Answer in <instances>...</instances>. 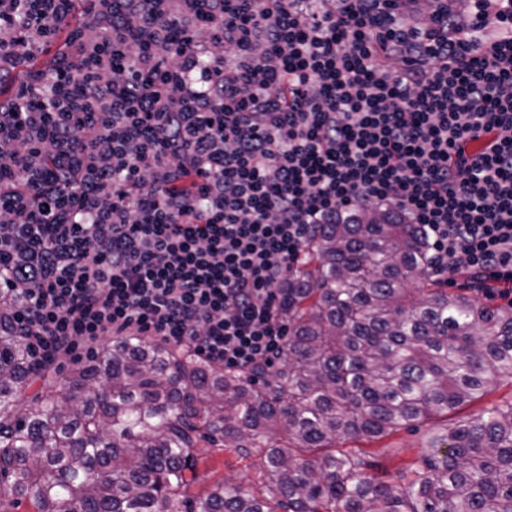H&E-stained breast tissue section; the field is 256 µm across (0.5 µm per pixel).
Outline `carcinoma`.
<instances>
[{"label":"carcinoma","instance_id":"obj_1","mask_svg":"<svg viewBox=\"0 0 512 512\" xmlns=\"http://www.w3.org/2000/svg\"><path fill=\"white\" fill-rule=\"evenodd\" d=\"M56 49L30 67L48 75ZM281 365L233 372L117 336L61 385L0 335V503L33 512H512V400L432 430L399 480L363 445L512 383V304L443 287L420 227L381 209L323 224L288 275ZM263 454L258 486L191 494L200 448Z\"/></svg>","mask_w":512,"mask_h":512}]
</instances>
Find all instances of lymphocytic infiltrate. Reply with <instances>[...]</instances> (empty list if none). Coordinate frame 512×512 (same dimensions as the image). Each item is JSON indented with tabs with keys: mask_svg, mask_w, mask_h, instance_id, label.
<instances>
[{
	"mask_svg": "<svg viewBox=\"0 0 512 512\" xmlns=\"http://www.w3.org/2000/svg\"><path fill=\"white\" fill-rule=\"evenodd\" d=\"M0 0V311L35 365L143 336L243 370L324 224L393 207L512 283V0ZM70 36L71 33H65L63 37L59 33L56 38V43L59 44L56 46V49L52 52L50 57H46L50 53L48 51L43 52V49L36 51L30 59V67L34 70L40 71L43 75L53 73V67L55 66V56H58L62 53L61 51L66 47L67 37L70 38Z\"/></svg>",
	"mask_w": 512,
	"mask_h": 512,
	"instance_id": "f902f5d3",
	"label": "lymphocytic infiltrate"
}]
</instances>
